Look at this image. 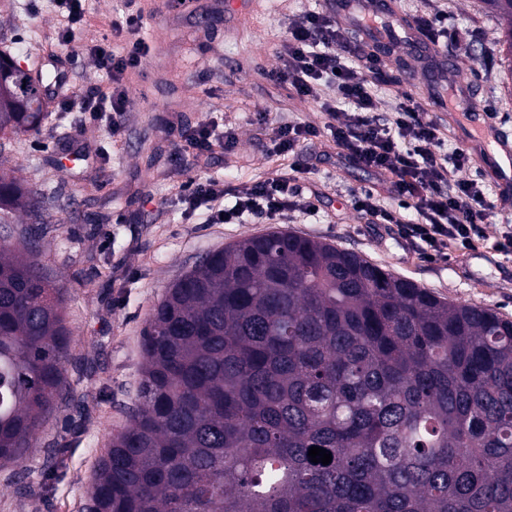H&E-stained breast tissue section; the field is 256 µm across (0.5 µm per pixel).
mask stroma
Returning <instances> with one entry per match:
<instances>
[{"label": "stroma", "mask_w": 512, "mask_h": 512, "mask_svg": "<svg viewBox=\"0 0 512 512\" xmlns=\"http://www.w3.org/2000/svg\"><path fill=\"white\" fill-rule=\"evenodd\" d=\"M12 2L13 12L0 13V50H11L27 67L56 57L48 74H66L65 84L49 97L53 108L42 133L1 142L0 162L47 191L52 223L42 260L66 289L72 390L28 456L29 468L39 470L54 451L61 466L43 476L44 486L33 496L19 491L18 467H0V512H87L97 461L113 431L125 424V407L136 395L142 330L169 284L209 252L271 230L253 221L201 224L185 216L175 195L198 170L190 158L182 171L171 168L170 126L210 118L235 130L234 152L216 150L208 170L227 184L242 187L277 169L279 159L264 147L273 133L255 124L256 112L266 109L283 122L318 126L326 115L317 101L274 86L262 69L273 63L287 26L315 9L316 0H253L247 12L231 0H193L191 9L170 11L163 0H142V34L156 54L144 73L129 77L126 121L116 136L57 106L59 99L78 98L106 78L88 57L51 45L59 19L49 0ZM475 2L388 0L391 11L404 18L445 9L449 25L476 26L481 38L465 50L453 42L443 46V62L432 69L412 48L397 46L381 86L382 110H391L406 91L428 104L434 93L466 85L495 107L498 125L512 133V95L502 88L501 27ZM100 144L108 154L98 164L78 159V151ZM302 159L312 170L307 185L319 192L320 209L314 216L291 213L284 231L357 251L436 295L512 320V258L492 248L512 222V193L487 183L499 214L486 225L483 244L427 260L396 230H372L352 209L350 193L376 186L377 178L343 159L329 134L305 143Z\"/></svg>", "instance_id": "stroma-1"}]
</instances>
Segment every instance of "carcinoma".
<instances>
[{"instance_id": "1", "label": "carcinoma", "mask_w": 512, "mask_h": 512, "mask_svg": "<svg viewBox=\"0 0 512 512\" xmlns=\"http://www.w3.org/2000/svg\"><path fill=\"white\" fill-rule=\"evenodd\" d=\"M479 3L508 21L511 74L512 0ZM44 84L0 52V139L41 133ZM42 198L0 174V237H21L0 245V466L28 494V449L71 392ZM142 351L93 512H512V320L489 308L273 231L173 281Z\"/></svg>"}]
</instances>
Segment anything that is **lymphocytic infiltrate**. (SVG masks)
Segmentation results:
<instances>
[{"mask_svg": "<svg viewBox=\"0 0 512 512\" xmlns=\"http://www.w3.org/2000/svg\"><path fill=\"white\" fill-rule=\"evenodd\" d=\"M51 4L64 21L56 34L58 44L73 54L87 55L109 78L106 85L65 100V109L92 119L111 113L110 130L119 133L126 112L128 77L142 71L151 55L150 45L139 36L144 24L139 0H125L124 25L130 38L122 42L106 36L83 40L85 0H51ZM336 10L310 11L289 25L268 73L273 82L288 86L299 96L322 99L326 126L281 123L272 151L287 157V167L243 188L200 176L180 184L178 202L185 213L202 214L209 224H242L250 219L281 224L296 210L317 213L318 192L305 193L299 186L310 169L298 146L326 130L348 158L372 171L389 195L413 210V221L401 226L420 256L432 260L446 256L451 248H474L485 237V224L496 214V200L482 182L462 178V171L470 165L469 155L448 148L436 117L414 96L401 95L394 111L380 110L377 80L385 62L377 46L354 48L343 41ZM414 27L437 47L450 39L466 45L477 35L470 27L449 29L444 9L422 13L415 18ZM179 137L181 150L171 156V165L177 170L182 167L183 155L206 159L215 147L228 151L237 141L234 130L221 129L212 121L180 129Z\"/></svg>", "mask_w": 512, "mask_h": 512, "instance_id": "1", "label": "lymphocytic infiltrate"}]
</instances>
